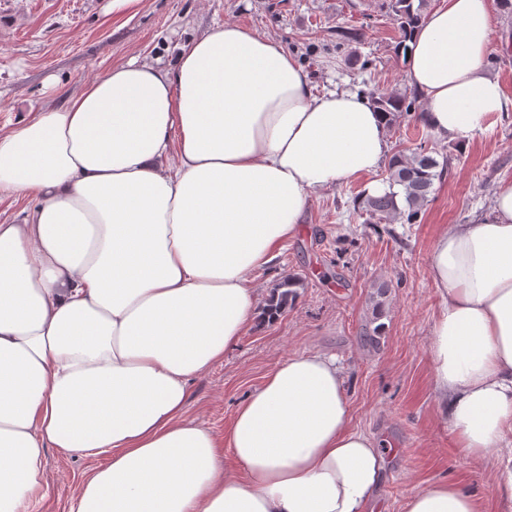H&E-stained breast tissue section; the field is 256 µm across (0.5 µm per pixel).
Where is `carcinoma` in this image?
<instances>
[{"label": "carcinoma", "mask_w": 512, "mask_h": 512, "mask_svg": "<svg viewBox=\"0 0 512 512\" xmlns=\"http://www.w3.org/2000/svg\"><path fill=\"white\" fill-rule=\"evenodd\" d=\"M428 0H389V8L396 17L399 30V41L395 53L407 52L406 41L413 28L422 20ZM373 104L387 118V125L392 127L398 118L412 109L416 101V92L404 91L384 93L367 92ZM451 157L438 161L429 154L426 146H420L410 154L403 150L395 151L388 160L389 190L381 195H365L360 201L363 214L369 224H380L387 219L400 216L409 224L418 221L421 211L432 193L434 180L440 178L450 166ZM293 279L281 283L283 291L277 300H269L265 314L271 320L277 319L296 297Z\"/></svg>", "instance_id": "obj_1"}]
</instances>
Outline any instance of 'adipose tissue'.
<instances>
[{"mask_svg":"<svg viewBox=\"0 0 512 512\" xmlns=\"http://www.w3.org/2000/svg\"><path fill=\"white\" fill-rule=\"evenodd\" d=\"M492 30L490 0H441L409 43L407 83L440 139L512 110L486 70ZM388 152L363 94H314L280 41L234 23L175 68L113 66L0 136V189L37 200L0 222V512H41L51 448L104 459L70 512H376L389 456L350 428L334 357L281 362L222 441L186 406L254 324L251 275L312 194ZM429 275L440 419L512 507V182L441 228ZM405 512L482 506L442 480Z\"/></svg>","mask_w":512,"mask_h":512,"instance_id":"obj_1","label":"adipose tissue"}]
</instances>
